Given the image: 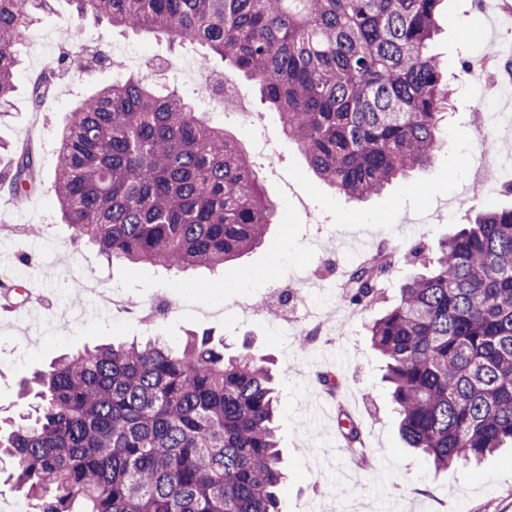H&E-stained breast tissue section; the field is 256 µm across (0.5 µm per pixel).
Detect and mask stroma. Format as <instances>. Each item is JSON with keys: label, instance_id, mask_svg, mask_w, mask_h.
I'll return each instance as SVG.
<instances>
[{"label": "stroma", "instance_id": "1", "mask_svg": "<svg viewBox=\"0 0 512 512\" xmlns=\"http://www.w3.org/2000/svg\"><path fill=\"white\" fill-rule=\"evenodd\" d=\"M505 23L493 8L472 0H449L446 17L431 49L455 88L444 144L434 164L394 182L386 191L357 204L320 183L308 171L298 145L282 132L276 113L265 110L256 84L237 76L236 85L253 111L263 116L262 134L277 147L276 165L253 152L250 132L233 116L223 120L264 180L283 224L271 225L264 243L225 267L221 276L204 268L162 275L150 266L128 272L108 263L92 246L74 241L62 224L51 191L57 162V126L79 96L112 82L107 70L55 79L56 94L31 100L32 84L42 72L36 50L24 44L15 77L12 107L0 120V172L11 162L12 146L31 143L42 184L18 198L0 182V267L14 291L0 297V428L28 410L20 382L63 353L99 342L159 337L178 345L190 332L211 333L237 345L249 340L255 358L273 361L278 394V437L287 474L280 488L282 512H512V448L489 456L477 467L457 464L435 471L422 454L405 448L383 362L373 350L367 328L391 306L400 284L420 271L416 249L433 255L441 242L488 207H511L512 122L487 127L479 120L462 59L485 51L494 30ZM36 28L55 35L75 57L88 48L119 44L130 56L121 68L134 73L135 62L159 55L154 87L196 99L198 87L184 80L179 65L186 51L152 34L115 28L75 14L67 0H52L39 12ZM492 138L500 157L476 173L469 159L478 142ZM388 256L394 267L373 303L353 309L345 301L351 269L372 256ZM94 279L101 309L93 318L80 314L87 295L78 281ZM288 279L299 282L308 301L325 312V334L315 322L278 332L280 317L260 313L268 290ZM123 304L110 307L113 289ZM253 311H238L240 301ZM315 337L299 348L305 332ZM336 381L335 392L318 388L319 376ZM349 414L361 430V460L351 458L338 420Z\"/></svg>", "mask_w": 512, "mask_h": 512}]
</instances>
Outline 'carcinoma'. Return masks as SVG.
Returning <instances> with one entry per match:
<instances>
[{
  "instance_id": "1",
  "label": "carcinoma",
  "mask_w": 512,
  "mask_h": 512,
  "mask_svg": "<svg viewBox=\"0 0 512 512\" xmlns=\"http://www.w3.org/2000/svg\"><path fill=\"white\" fill-rule=\"evenodd\" d=\"M80 15L206 51L257 81L316 176L356 201L433 165L451 90L428 46L445 0H68ZM50 0H0V116ZM33 86L36 100L67 69ZM53 187L77 240L134 269L212 272L262 243L276 207L237 139L146 70L79 99ZM38 178L22 148L7 175ZM390 263L351 274L373 301ZM402 440L437 471L512 445V208H488L368 326ZM35 417L0 435L37 512H281L274 374L191 333L65 354L32 380Z\"/></svg>"
}]
</instances>
